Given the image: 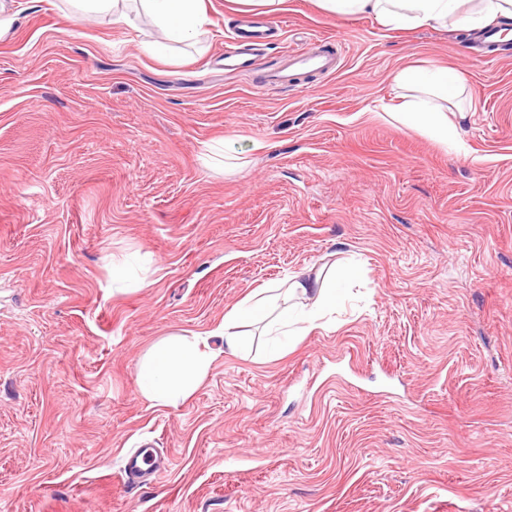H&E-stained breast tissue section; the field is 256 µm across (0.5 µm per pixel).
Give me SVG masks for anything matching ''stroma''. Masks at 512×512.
<instances>
[{"instance_id": "35a3bbf8", "label": "stroma", "mask_w": 512, "mask_h": 512, "mask_svg": "<svg viewBox=\"0 0 512 512\" xmlns=\"http://www.w3.org/2000/svg\"><path fill=\"white\" fill-rule=\"evenodd\" d=\"M0 4V512H512V49L286 0L261 65L330 37L340 66L271 88L224 71L230 0L172 61L142 13ZM419 61L464 79V152L378 115ZM219 139L244 166L203 163ZM351 258L345 310L282 357L259 323L215 335ZM195 333L206 379L150 406L142 358ZM147 440L169 469L126 489Z\"/></svg>"}]
</instances>
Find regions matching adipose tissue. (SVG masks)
Masks as SVG:
<instances>
[{
    "mask_svg": "<svg viewBox=\"0 0 512 512\" xmlns=\"http://www.w3.org/2000/svg\"><path fill=\"white\" fill-rule=\"evenodd\" d=\"M317 7L336 15H375L393 29L423 27L443 30L474 28L494 20L512 21V0H315ZM157 34L144 50L161 60L171 59L176 46L195 44L205 36L208 17L204 0H140ZM394 83L406 91L403 107L384 112V119L416 128L455 151H463L451 113H465L460 76L452 69L409 66L399 70ZM339 295L335 281H321L301 273L282 284L248 295L217 328L230 351L243 348L241 323L265 322L271 336L304 335L335 309ZM213 360L199 338L180 336L156 344L139 370V389L152 405L175 407L190 397L206 378Z\"/></svg>",
    "mask_w": 512,
    "mask_h": 512,
    "instance_id": "adipose-tissue-1",
    "label": "adipose tissue"
}]
</instances>
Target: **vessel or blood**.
Segmentation results:
<instances>
[{
  "mask_svg": "<svg viewBox=\"0 0 512 512\" xmlns=\"http://www.w3.org/2000/svg\"><path fill=\"white\" fill-rule=\"evenodd\" d=\"M274 33V27L248 16L243 17L235 32L239 48L233 51V58L241 60L243 66H254L258 48L270 44ZM299 72L327 76L335 74L336 54L329 40L317 39L284 52L277 65L264 69L261 79L264 85L277 88L290 84ZM163 471L155 449L144 445L128 456L123 467V481L130 488H139L145 484L147 477L162 474Z\"/></svg>",
  "mask_w": 512,
  "mask_h": 512,
  "instance_id": "obj_1",
  "label": "vessel or blood"
}]
</instances>
